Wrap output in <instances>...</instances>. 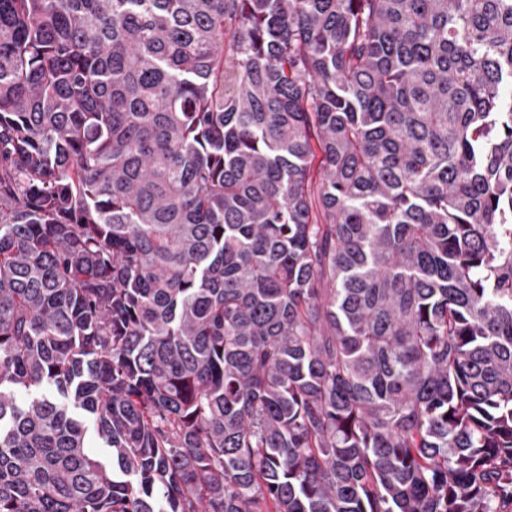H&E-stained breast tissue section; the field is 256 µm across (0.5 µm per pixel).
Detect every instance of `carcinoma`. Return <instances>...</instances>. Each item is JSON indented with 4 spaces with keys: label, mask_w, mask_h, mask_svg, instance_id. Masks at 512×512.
Wrapping results in <instances>:
<instances>
[{
    "label": "carcinoma",
    "mask_w": 512,
    "mask_h": 512,
    "mask_svg": "<svg viewBox=\"0 0 512 512\" xmlns=\"http://www.w3.org/2000/svg\"><path fill=\"white\" fill-rule=\"evenodd\" d=\"M505 503L512 0H0V512Z\"/></svg>",
    "instance_id": "obj_1"
}]
</instances>
